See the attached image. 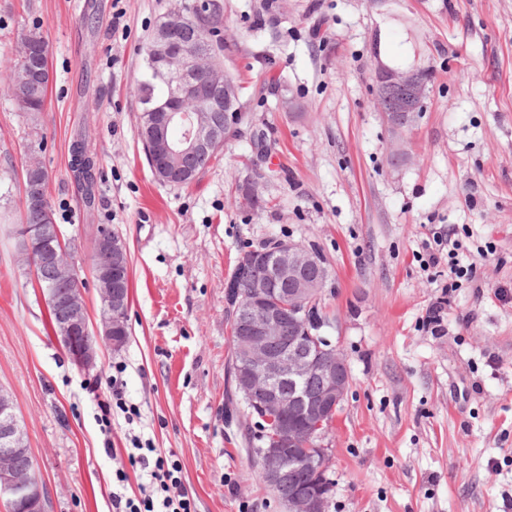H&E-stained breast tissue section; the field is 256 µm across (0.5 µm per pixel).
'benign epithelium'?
<instances>
[{
  "label": "benign epithelium",
  "mask_w": 512,
  "mask_h": 512,
  "mask_svg": "<svg viewBox=\"0 0 512 512\" xmlns=\"http://www.w3.org/2000/svg\"><path fill=\"white\" fill-rule=\"evenodd\" d=\"M192 32L190 18L183 12H169L158 19L148 56L145 60L147 82L163 84L169 94L156 98L140 96L139 132L156 176L168 184L173 175L184 178L173 160L182 156L210 157L224 146L225 123H215L210 112L224 109L228 119L238 115V92L227 72L209 67L206 51L177 40ZM206 74L208 104L201 112H185L182 104L198 97L192 77ZM376 95L383 102L385 120L395 133L409 129L431 88L424 79L378 63L375 76ZM184 127L182 138L173 141L169 127ZM46 175L23 174L24 205L39 218L37 224H21L17 230L20 253L41 288L47 313L53 316V335L65 348L73 363L81 370L97 366V344L104 340L113 348L127 341L126 322L129 293L122 288L119 274L113 269L114 257L127 251L122 237L108 227L100 228L91 254V263L98 286L100 321H89L84 288L79 284L80 269L74 253L65 249L64 240L54 218L50 217L48 198L43 196ZM243 261L265 264L266 273L252 287L257 293L268 288L271 277L286 276L296 287L284 296L269 298L246 321L237 325L234 347L237 387L242 400L251 411L277 425V445L259 449L260 465L265 483L276 488L288 479L282 461L286 449L298 444L299 427L308 429L316 452L304 465L317 472L319 487L313 494L294 489L281 499L284 512H326L328 495L325 477L332 461V451L323 444L338 409L351 385L346 357L327 337L321 334L325 319L319 312V299L329 278V270L319 254L293 241H283L274 258L243 257ZM298 326V336L278 352L271 350L280 339L284 321ZM315 379L319 389L308 394L300 386L306 379ZM0 494L7 496L15 512H46L48 491L38 475L37 464L28 447L26 433L16 413L13 395L0 387Z\"/></svg>",
  "instance_id": "obj_1"
}]
</instances>
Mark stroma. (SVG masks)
I'll return each instance as SVG.
<instances>
[{
    "label": "stroma",
    "instance_id": "stroma-1",
    "mask_svg": "<svg viewBox=\"0 0 512 512\" xmlns=\"http://www.w3.org/2000/svg\"><path fill=\"white\" fill-rule=\"evenodd\" d=\"M226 72L246 119L188 185L160 183L138 140L143 50L178 0H0V59L49 43L45 111L0 83V386L8 388L53 512H108L131 435L173 452L197 512H282L227 424L234 399L224 285L270 239L316 250L331 277L324 333L351 386L326 445L327 512H512V0H223ZM431 73L424 111L395 140L378 64ZM89 145L95 192L72 172ZM76 258L109 227L131 265L120 350L69 358L18 253L26 155ZM252 184L256 208L234 204ZM451 247L464 275L442 294ZM441 303L437 330L427 310ZM121 389L140 410L97 422ZM118 455L105 453V445Z\"/></svg>",
    "mask_w": 512,
    "mask_h": 512
}]
</instances>
